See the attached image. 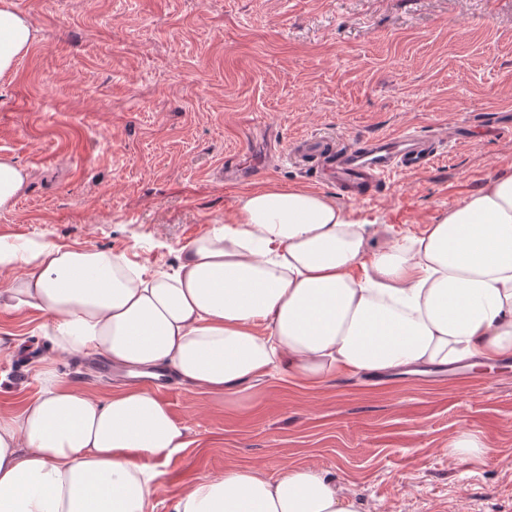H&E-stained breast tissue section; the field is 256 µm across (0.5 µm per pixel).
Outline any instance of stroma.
Segmentation results:
<instances>
[{"label":"stroma","mask_w":512,"mask_h":512,"mask_svg":"<svg viewBox=\"0 0 512 512\" xmlns=\"http://www.w3.org/2000/svg\"><path fill=\"white\" fill-rule=\"evenodd\" d=\"M38 40L0 79V157L28 173L0 243L111 251L144 276L269 184L328 195L370 251L418 236L512 173V0H13ZM465 124L426 171L350 200L269 148L358 142ZM38 312L0 311V412L36 394L41 365L97 395L123 383L56 354ZM189 445L160 461L151 512L233 467L333 477L363 512H512V368L344 373L309 388L268 376L235 397L171 383ZM463 433L488 453L460 461Z\"/></svg>","instance_id":"35a3bbf8"}]
</instances>
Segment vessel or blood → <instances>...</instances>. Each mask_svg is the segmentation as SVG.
<instances>
[{
	"mask_svg": "<svg viewBox=\"0 0 512 512\" xmlns=\"http://www.w3.org/2000/svg\"><path fill=\"white\" fill-rule=\"evenodd\" d=\"M456 135L457 129L452 126L444 135L406 132L365 139L354 145L309 138L300 143L292 157L299 163H312L320 175L331 177L347 198L358 199L376 194L393 172L427 169L446 138Z\"/></svg>",
	"mask_w": 512,
	"mask_h": 512,
	"instance_id": "1",
	"label": "vessel or blood"
}]
</instances>
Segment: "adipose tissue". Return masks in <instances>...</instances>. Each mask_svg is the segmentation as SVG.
<instances>
[{"mask_svg": "<svg viewBox=\"0 0 512 512\" xmlns=\"http://www.w3.org/2000/svg\"><path fill=\"white\" fill-rule=\"evenodd\" d=\"M35 40L0 0V78ZM369 222L321 192L270 185L149 278L102 249L0 248L1 269L26 268L0 282V310L45 314L58 353L133 376L164 366L228 396L275 371L318 385L344 370L512 357V174L372 254ZM39 378L0 413V512H146L158 461L189 445L168 406L136 386L98 397L48 365ZM170 512L362 509L312 469L272 479L234 467L186 487Z\"/></svg>", "mask_w": 512, "mask_h": 512, "instance_id": "adipose-tissue-1", "label": "adipose tissue"}]
</instances>
